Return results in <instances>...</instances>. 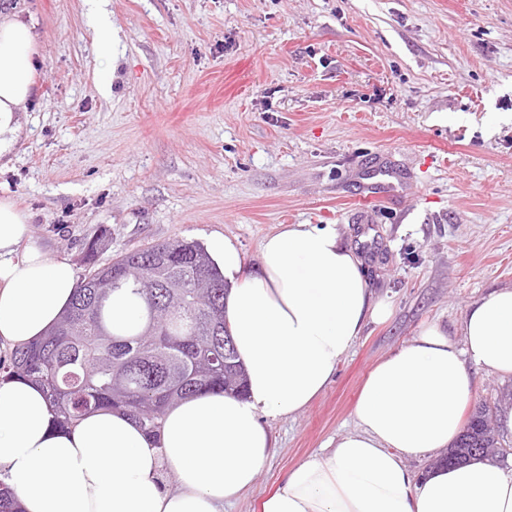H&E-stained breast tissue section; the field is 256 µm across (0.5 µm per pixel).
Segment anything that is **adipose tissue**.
<instances>
[{
  "label": "adipose tissue",
  "mask_w": 512,
  "mask_h": 512,
  "mask_svg": "<svg viewBox=\"0 0 512 512\" xmlns=\"http://www.w3.org/2000/svg\"><path fill=\"white\" fill-rule=\"evenodd\" d=\"M35 34L0 14V156L13 147L32 93ZM229 290L224 318L247 393H201L169 407L158 435L125 408L66 429L37 385L0 380V481L20 512H224L268 458L267 418L303 411L367 324L385 318L336 225L286 224L247 270L233 242L207 245ZM73 264L33 239L28 217L0 199V342L50 332L72 302ZM462 342L433 322L370 371L350 434L290 470L259 512H512V471L476 460L417 476L408 460L447 448L473 397L470 367L512 379V285L472 302Z\"/></svg>",
  "instance_id": "1"
}]
</instances>
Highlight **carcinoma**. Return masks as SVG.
Segmentation results:
<instances>
[{
	"mask_svg": "<svg viewBox=\"0 0 512 512\" xmlns=\"http://www.w3.org/2000/svg\"><path fill=\"white\" fill-rule=\"evenodd\" d=\"M127 289L145 303L141 323L112 328L108 302ZM224 275L203 245L173 240L126 252L90 268L71 306L44 339L15 349L8 375L38 383L65 427L87 412L122 405L148 433L165 409L204 390L242 393L244 374L224 323ZM487 407L471 414L450 458L476 448L488 458L507 449L486 423Z\"/></svg>",
	"mask_w": 512,
	"mask_h": 512,
	"instance_id": "cac0c4a2",
	"label": "carcinoma"
}]
</instances>
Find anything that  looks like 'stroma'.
Wrapping results in <instances>:
<instances>
[{"label":"stroma","instance_id":"obj_1","mask_svg":"<svg viewBox=\"0 0 512 512\" xmlns=\"http://www.w3.org/2000/svg\"><path fill=\"white\" fill-rule=\"evenodd\" d=\"M109 19L101 60L92 11ZM32 23V99L0 198L77 277L168 239L227 236L246 268L284 224H335L375 298L326 390L269 418L225 512L355 429L374 365L512 284V0H0ZM375 195L371 205L361 199Z\"/></svg>","mask_w":512,"mask_h":512}]
</instances>
